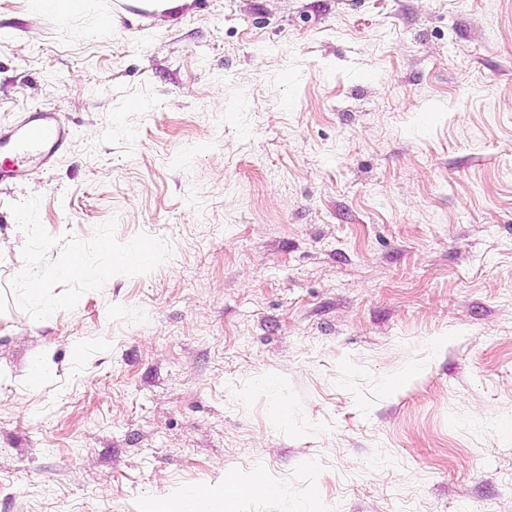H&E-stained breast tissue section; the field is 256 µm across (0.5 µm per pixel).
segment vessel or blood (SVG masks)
I'll return each mask as SVG.
<instances>
[{"label":"vessel or blood","mask_w":512,"mask_h":512,"mask_svg":"<svg viewBox=\"0 0 512 512\" xmlns=\"http://www.w3.org/2000/svg\"><path fill=\"white\" fill-rule=\"evenodd\" d=\"M70 137L57 113L35 108L5 135H0V174L23 179L28 165L50 166Z\"/></svg>","instance_id":"1"}]
</instances>
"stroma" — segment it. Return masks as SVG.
Masks as SVG:
<instances>
[{
    "instance_id": "35a3bbf8",
    "label": "stroma",
    "mask_w": 512,
    "mask_h": 512,
    "mask_svg": "<svg viewBox=\"0 0 512 512\" xmlns=\"http://www.w3.org/2000/svg\"><path fill=\"white\" fill-rule=\"evenodd\" d=\"M35 107L0 512H512V0H0V131ZM70 137L57 112L30 109L23 121L0 135V174L21 180L30 164L49 167Z\"/></svg>"
}]
</instances>
